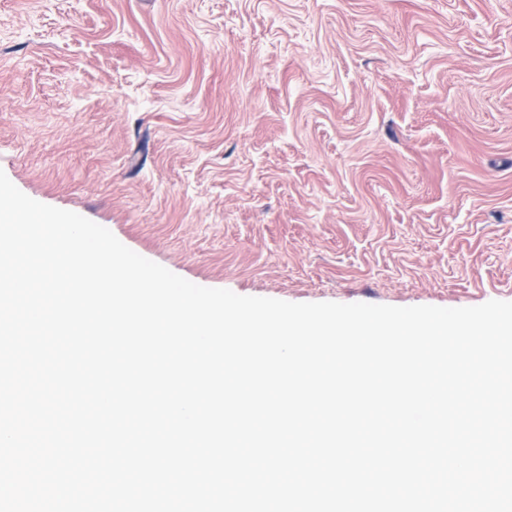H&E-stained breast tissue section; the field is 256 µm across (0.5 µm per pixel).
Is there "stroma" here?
I'll use <instances>...</instances> for the list:
<instances>
[{
    "mask_svg": "<svg viewBox=\"0 0 512 512\" xmlns=\"http://www.w3.org/2000/svg\"><path fill=\"white\" fill-rule=\"evenodd\" d=\"M0 170L200 286L512 301V0H0Z\"/></svg>",
    "mask_w": 512,
    "mask_h": 512,
    "instance_id": "35a3bbf8",
    "label": "stroma"
}]
</instances>
